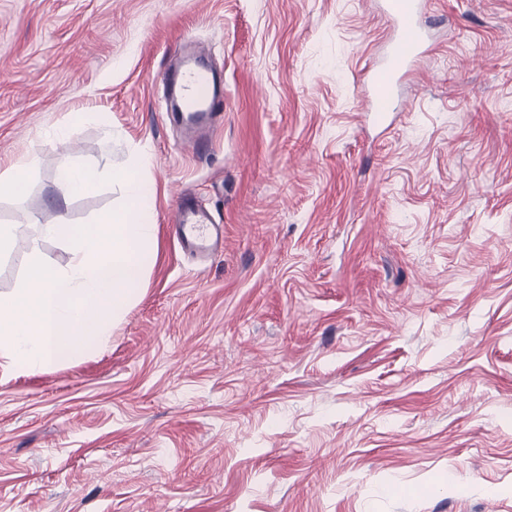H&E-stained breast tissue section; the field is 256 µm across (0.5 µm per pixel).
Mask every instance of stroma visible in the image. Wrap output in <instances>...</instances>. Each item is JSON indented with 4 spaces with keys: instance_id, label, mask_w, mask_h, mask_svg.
Wrapping results in <instances>:
<instances>
[{
    "instance_id": "stroma-1",
    "label": "stroma",
    "mask_w": 512,
    "mask_h": 512,
    "mask_svg": "<svg viewBox=\"0 0 512 512\" xmlns=\"http://www.w3.org/2000/svg\"><path fill=\"white\" fill-rule=\"evenodd\" d=\"M390 128L382 0H0V224L85 226L64 163L155 182L158 259L109 343L0 374V512H512V0H427ZM192 35L224 122L182 151ZM224 234L182 252L177 193ZM0 257V293L32 252ZM29 167L30 161L23 159L4 171L0 175V195L21 196L25 189V175Z\"/></svg>"
}]
</instances>
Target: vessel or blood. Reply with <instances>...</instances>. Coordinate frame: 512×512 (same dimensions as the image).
Returning <instances> with one entry per match:
<instances>
[{"label":"vessel or blood","instance_id":"b4317fda","mask_svg":"<svg viewBox=\"0 0 512 512\" xmlns=\"http://www.w3.org/2000/svg\"><path fill=\"white\" fill-rule=\"evenodd\" d=\"M426 0H384V13L393 35L382 59L372 68L368 109L386 117L395 109L397 83L412 73L426 58L428 34L423 23ZM172 99H190L192 111L183 119L189 126L216 127L224 121V83L220 74L193 64L177 75H167ZM212 218L188 195L178 198L177 240L185 250L205 251L210 247Z\"/></svg>","mask_w":512,"mask_h":512}]
</instances>
